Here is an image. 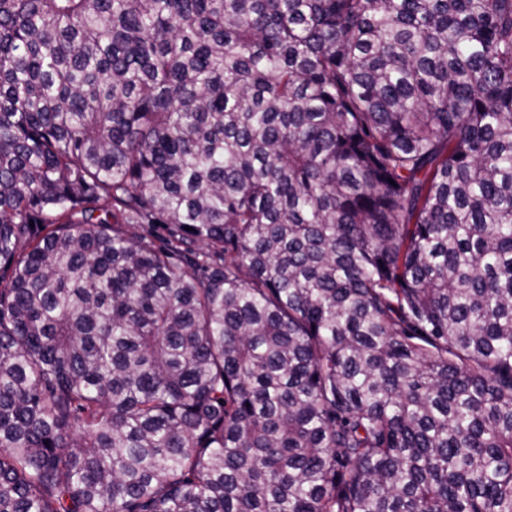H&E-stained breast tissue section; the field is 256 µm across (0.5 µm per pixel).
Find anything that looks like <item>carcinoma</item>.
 <instances>
[{
  "instance_id": "cac0c4a2",
  "label": "carcinoma",
  "mask_w": 512,
  "mask_h": 512,
  "mask_svg": "<svg viewBox=\"0 0 512 512\" xmlns=\"http://www.w3.org/2000/svg\"><path fill=\"white\" fill-rule=\"evenodd\" d=\"M2 261L0 512H512V0H0Z\"/></svg>"
}]
</instances>
